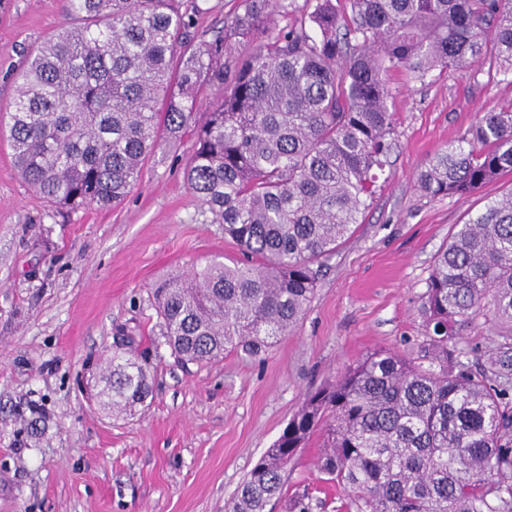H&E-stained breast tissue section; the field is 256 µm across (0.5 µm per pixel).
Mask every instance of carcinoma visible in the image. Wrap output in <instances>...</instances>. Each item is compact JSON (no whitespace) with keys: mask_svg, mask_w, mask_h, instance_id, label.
<instances>
[{"mask_svg":"<svg viewBox=\"0 0 512 512\" xmlns=\"http://www.w3.org/2000/svg\"><path fill=\"white\" fill-rule=\"evenodd\" d=\"M184 0H65L70 23L17 76L15 166L59 208L108 207L141 177L160 139L191 133L187 183L242 258L153 288L172 352L256 358L291 332L314 295V263L359 223L395 129L389 73L423 82L490 58L512 72V0H306L273 33L274 0H240L230 24L195 42ZM252 45L234 55L230 36ZM215 97L196 120L200 95ZM512 172V112L489 111L423 166L432 197ZM417 356L377 349L307 394L240 484L228 512H266L313 435L318 467L357 512H512V191L455 226L423 296ZM501 324L494 380L461 344ZM109 359L105 402H146L150 374Z\"/></svg>","mask_w":512,"mask_h":512,"instance_id":"obj_1","label":"carcinoma"}]
</instances>
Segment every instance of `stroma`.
<instances>
[{
  "label": "stroma",
  "instance_id": "1",
  "mask_svg": "<svg viewBox=\"0 0 512 512\" xmlns=\"http://www.w3.org/2000/svg\"><path fill=\"white\" fill-rule=\"evenodd\" d=\"M197 4L191 33L200 42L239 0ZM66 22L64 0H0L1 122L14 73ZM389 88L395 145L370 206L319 265L303 320L258 358L182 362L153 306L157 280L239 254L187 186L191 137L162 144L118 205L76 211L26 184L0 137V512H226L308 391L370 351L415 355L437 252L455 225L512 189L508 172L470 195L432 197L416 174L484 111H512V79L482 60L426 84L395 72ZM120 336L152 382L127 412L85 396ZM322 452L311 437L267 512H285L287 497L304 490L308 512H343L345 492L317 468Z\"/></svg>",
  "mask_w": 512,
  "mask_h": 512
}]
</instances>
